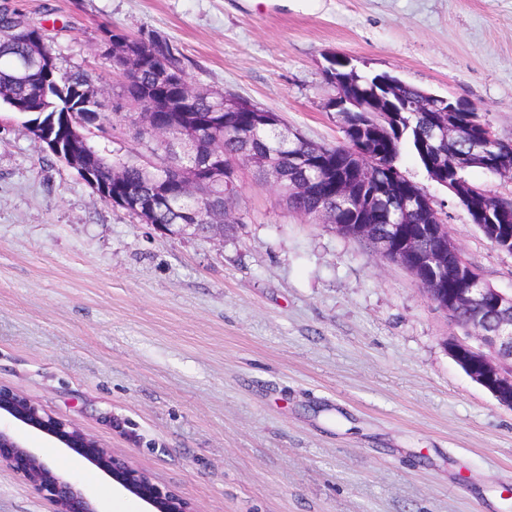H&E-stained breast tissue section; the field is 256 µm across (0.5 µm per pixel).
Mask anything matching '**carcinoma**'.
<instances>
[{"instance_id": "obj_1", "label": "carcinoma", "mask_w": 512, "mask_h": 512, "mask_svg": "<svg viewBox=\"0 0 512 512\" xmlns=\"http://www.w3.org/2000/svg\"><path fill=\"white\" fill-rule=\"evenodd\" d=\"M113 59L120 61L134 52L136 45L120 29L111 30ZM153 48L133 61L134 70L123 84L125 99L139 121L170 122L178 133L197 138L196 155L212 157L211 166H229L232 160L244 159V150L270 157L301 187L288 194V206L304 216L314 217L322 209L336 213L334 228L341 234L358 235L357 223L365 220L372 233L364 238L368 244L383 238L409 241L411 251L423 255L433 250L436 239L428 229V219L412 211L410 198L422 196L421 188L401 175L399 161L401 147L407 146L415 159L433 176L441 169L444 179L464 191L473 186L466 177V169L451 164L457 156L470 152L473 140L485 137L478 127L481 116L471 113L472 127L454 138L436 139V126L450 128L463 120L461 112H434L425 105V91L408 85L389 73L362 75L350 67H342L332 74L343 93L370 108L393 107L405 104L413 112H393L384 122L371 120L363 130L364 146L344 142L321 145L305 138L283 142L264 124L250 122L253 104L246 99L226 96L193 87L187 77L184 57L180 51L170 52V40L154 35ZM55 36L38 23L33 29H20L0 36V102L8 105L24 101L36 93V88L20 80L17 71L22 66L36 68L41 59L54 54ZM43 81L52 96L53 107L46 112H34L25 121L27 126H39L55 140L68 134L70 127L95 115L108 119L103 113L102 94L92 85L90 76L80 71L55 67L45 71ZM211 112L224 113V126L207 131L193 125V121ZM500 138L488 143L487 152L496 164L486 167L489 173L502 175L508 164L501 161L503 154L497 148ZM98 167L94 173L99 197L121 196L133 189L149 196L156 192L160 178L166 172L145 166V161L109 157L105 149L95 145ZM205 171H187L181 179L167 180L166 200L158 205L148 224H211L220 218L212 212L224 203V190L205 184ZM491 233L512 250V223L492 224Z\"/></svg>"}]
</instances>
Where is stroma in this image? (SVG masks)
Returning <instances> with one entry per match:
<instances>
[{
  "instance_id": "1",
  "label": "stroma",
  "mask_w": 512,
  "mask_h": 512,
  "mask_svg": "<svg viewBox=\"0 0 512 512\" xmlns=\"http://www.w3.org/2000/svg\"><path fill=\"white\" fill-rule=\"evenodd\" d=\"M64 69L123 101L101 28L166 35L198 87L342 142L333 55L474 104L512 140V0H18ZM484 282L512 254L411 157ZM223 244L103 201L0 105V385L97 439L195 512H512V408L448 352L462 335L402 265L289 209L237 165ZM21 439L102 512L144 501L73 451ZM0 512H48L0 465Z\"/></svg>"
}]
</instances>
